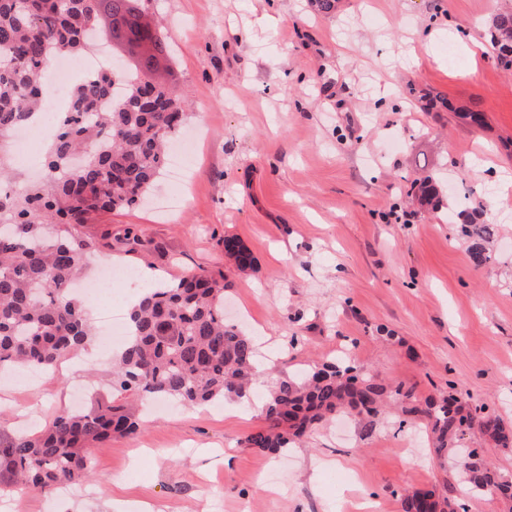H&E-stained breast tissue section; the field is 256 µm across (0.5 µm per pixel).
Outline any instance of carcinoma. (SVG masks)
Instances as JSON below:
<instances>
[{"mask_svg": "<svg viewBox=\"0 0 512 512\" xmlns=\"http://www.w3.org/2000/svg\"><path fill=\"white\" fill-rule=\"evenodd\" d=\"M125 18V40L141 46L131 66L84 79L71 93L72 112L46 150V175L27 182L7 160L11 131L39 111L57 57L82 49L101 0H0V370L53 372L93 331L71 286L91 243L80 228L96 214L129 208L153 187L167 163L166 144L186 122L182 94L155 80L167 45L135 0H109ZM491 44L498 65L512 69V12L496 15ZM121 84L119 94L111 91ZM472 261L490 260L491 224H462ZM224 257L240 272L256 257L236 236H224ZM224 276L199 267L177 281L143 289L128 311L130 334L110 378L111 394L64 409L44 428L0 433V495L52 494L90 477V449L114 436L133 438L143 422L128 399L175 400L193 407L242 398L258 380L253 336L224 320ZM392 402L421 422L439 461L452 458L464 484L408 490L402 512H460V493L494 494L512 512V476L491 468L489 454L512 449V428L481 405L457 398L416 399L347 363H325L300 377L270 383L265 424L245 447L279 454L338 413L356 415L364 430ZM478 425L485 445L457 456L459 433Z\"/></svg>", "mask_w": 512, "mask_h": 512, "instance_id": "1", "label": "carcinoma"}]
</instances>
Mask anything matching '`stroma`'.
<instances>
[{
	"label": "stroma",
	"instance_id": "35a3bbf8",
	"mask_svg": "<svg viewBox=\"0 0 512 512\" xmlns=\"http://www.w3.org/2000/svg\"><path fill=\"white\" fill-rule=\"evenodd\" d=\"M149 7L172 50L159 72L194 133L185 182L162 175L153 193L184 205L100 214L84 228L92 260L171 281L224 274L226 317L283 374L345 356L389 387L451 393L512 424V72L465 49L512 0H338L327 16L307 0ZM410 82L450 110L403 96ZM427 175L436 209L409 193ZM486 221L496 236L478 266L457 229ZM227 235L252 250V271L225 259ZM62 367L61 381L0 382L1 431L48 423L112 358ZM266 394L255 385L234 416L221 403L152 416L139 437L92 448L89 495H13V512H107L115 497L125 512H401L402 491L448 476L391 409L369 432L348 418L317 427L278 458L244 447Z\"/></svg>",
	"mask_w": 512,
	"mask_h": 512
}]
</instances>
